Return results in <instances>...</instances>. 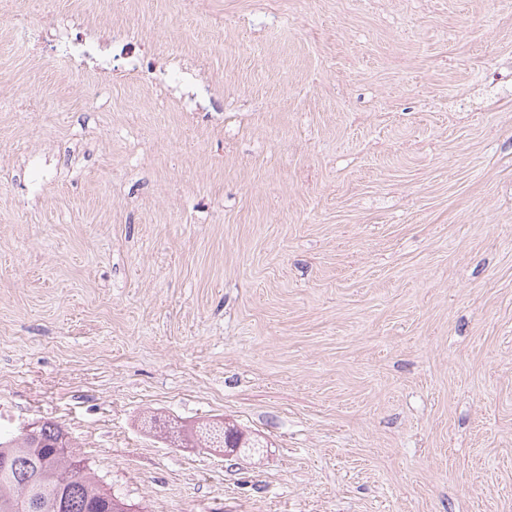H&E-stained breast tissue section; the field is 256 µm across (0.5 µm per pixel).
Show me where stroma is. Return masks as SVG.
Masks as SVG:
<instances>
[{
	"label": "stroma",
	"mask_w": 512,
	"mask_h": 512,
	"mask_svg": "<svg viewBox=\"0 0 512 512\" xmlns=\"http://www.w3.org/2000/svg\"><path fill=\"white\" fill-rule=\"evenodd\" d=\"M54 11L144 61L0 44V429L132 512H512V0ZM225 422L226 421H224V423L222 425L218 424L217 422L216 423L213 422L212 425L211 424L199 425L197 427V430H195V435L197 437L196 443L201 445V448H217V447H214L213 444H214V439L216 438L215 436L219 435L222 437V440H223V447H221V448H224V455L231 454L230 456H234V455H237L238 452H241V451L255 455V454H258L263 451V448H257V447H264V444L262 442L255 443L254 447H256V448H249L246 450H240L239 448L224 447V444H225L224 432L225 431L227 432L226 443H228V444H234L243 436L245 437V439L252 438L250 433L241 429L236 424L226 422V425H225ZM202 425H204V426H202ZM212 431H215V432L213 433Z\"/></svg>",
	"instance_id": "obj_1"
}]
</instances>
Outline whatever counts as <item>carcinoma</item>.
<instances>
[{"instance_id": "1", "label": "carcinoma", "mask_w": 512, "mask_h": 512, "mask_svg": "<svg viewBox=\"0 0 512 512\" xmlns=\"http://www.w3.org/2000/svg\"><path fill=\"white\" fill-rule=\"evenodd\" d=\"M196 443L211 448L215 436L233 444L250 433L234 423L200 425ZM131 512L91 471L68 433L53 422L38 423L29 432H0V512Z\"/></svg>"}]
</instances>
